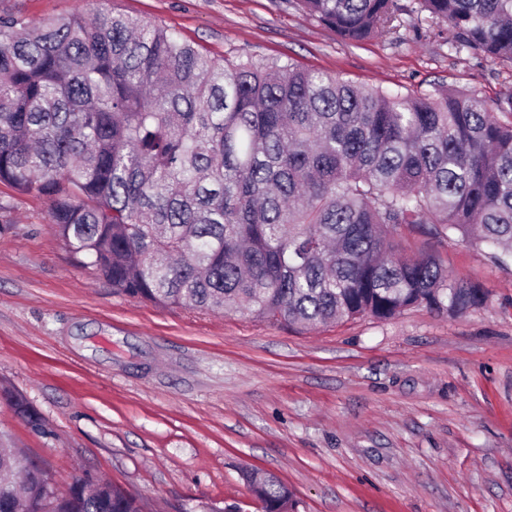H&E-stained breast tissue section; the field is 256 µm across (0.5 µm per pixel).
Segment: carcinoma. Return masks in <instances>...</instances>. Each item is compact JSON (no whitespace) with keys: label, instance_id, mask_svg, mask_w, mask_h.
Segmentation results:
<instances>
[{"label":"carcinoma","instance_id":"cac0c4a2","mask_svg":"<svg viewBox=\"0 0 512 512\" xmlns=\"http://www.w3.org/2000/svg\"><path fill=\"white\" fill-rule=\"evenodd\" d=\"M448 44L512 61V0H418ZM348 41L394 28L398 0H296ZM512 98L392 93L292 62L213 59L119 12L0 18V183L50 201L72 257L164 307L246 311L309 327L423 306H483L398 237L420 227L512 260ZM16 412L39 430L16 394ZM263 512L293 492L243 472ZM150 512L85 477L64 495L43 464L0 453V512Z\"/></svg>","mask_w":512,"mask_h":512}]
</instances>
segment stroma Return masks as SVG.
I'll return each mask as SVG.
<instances>
[{
    "label": "stroma",
    "instance_id": "1",
    "mask_svg": "<svg viewBox=\"0 0 512 512\" xmlns=\"http://www.w3.org/2000/svg\"><path fill=\"white\" fill-rule=\"evenodd\" d=\"M101 7L218 60L512 97L511 61L454 53L424 16L358 43L288 0H0V16ZM406 237L487 303L315 329L163 307L115 293L74 261L47 197L0 183V445L42 461L56 493L89 474L155 512H261L246 467L277 474L297 512H512V264L456 235Z\"/></svg>",
    "mask_w": 512,
    "mask_h": 512
}]
</instances>
